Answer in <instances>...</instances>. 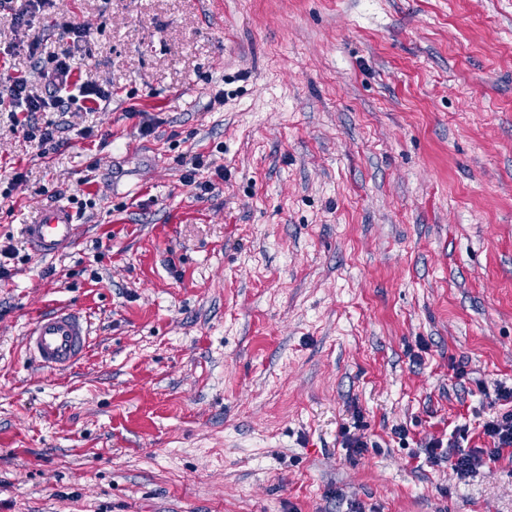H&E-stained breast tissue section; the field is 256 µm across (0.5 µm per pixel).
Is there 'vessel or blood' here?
<instances>
[{
	"mask_svg": "<svg viewBox=\"0 0 512 512\" xmlns=\"http://www.w3.org/2000/svg\"><path fill=\"white\" fill-rule=\"evenodd\" d=\"M75 231L71 211L59 204L43 208L25 226L29 245L39 257L53 256L71 247ZM89 341V324L80 311L56 307L35 318L27 333L26 351L37 366L61 371L84 357Z\"/></svg>",
	"mask_w": 512,
	"mask_h": 512,
	"instance_id": "obj_1",
	"label": "vessel or blood"
}]
</instances>
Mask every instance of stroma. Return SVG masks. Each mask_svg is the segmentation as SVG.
<instances>
[{
    "instance_id": "obj_1",
    "label": "stroma",
    "mask_w": 512,
    "mask_h": 512,
    "mask_svg": "<svg viewBox=\"0 0 512 512\" xmlns=\"http://www.w3.org/2000/svg\"><path fill=\"white\" fill-rule=\"evenodd\" d=\"M66 20L111 96L38 113L44 156L0 107V512H512L511 448L464 479L424 453L486 446L512 387V0H55L0 15V72L43 92L27 46ZM60 306L91 343L53 373L24 335ZM189 165H191V167H188V170H186L183 176L184 185L192 187L196 196L202 198V196H205L213 189V184L210 181L201 182L196 179L198 171L204 167L203 160L200 156L193 157ZM31 250L36 256H54L71 247L76 224L68 207L59 204L40 210L29 224H24Z\"/></svg>"
}]
</instances>
